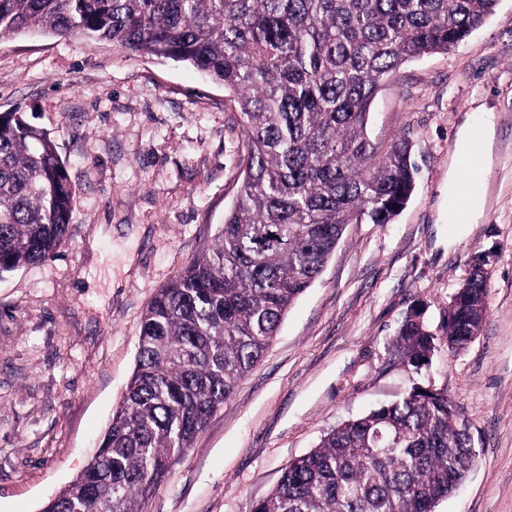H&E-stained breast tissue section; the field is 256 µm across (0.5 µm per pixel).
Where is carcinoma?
I'll return each instance as SVG.
<instances>
[{
    "label": "carcinoma",
    "mask_w": 512,
    "mask_h": 512,
    "mask_svg": "<svg viewBox=\"0 0 512 512\" xmlns=\"http://www.w3.org/2000/svg\"><path fill=\"white\" fill-rule=\"evenodd\" d=\"M499 0H0V38L94 37L193 67L242 119L241 184L213 244L151 298L134 371L83 472L43 512H139L214 412L261 361L348 224H386L417 168L409 145L366 136L404 63L466 40ZM72 187L50 134L0 115V273L52 258ZM441 331L422 312L393 341L418 369L480 334L484 277L458 290ZM466 424L445 389L414 387L349 419L285 466L250 512H434L470 474Z\"/></svg>",
    "instance_id": "carcinoma-1"
}]
</instances>
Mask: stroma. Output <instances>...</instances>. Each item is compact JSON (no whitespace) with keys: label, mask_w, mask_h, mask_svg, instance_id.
Here are the masks:
<instances>
[{"label":"stroma","mask_w":512,"mask_h":512,"mask_svg":"<svg viewBox=\"0 0 512 512\" xmlns=\"http://www.w3.org/2000/svg\"><path fill=\"white\" fill-rule=\"evenodd\" d=\"M53 136L73 188L55 258L0 275V512H41L86 466L136 363L158 288L204 252L241 181L244 133L190 66L43 32L0 39V113ZM492 122L484 215L449 245L465 124ZM378 152L412 148L415 191L387 224H350L263 359L140 512H249L288 462L412 387L447 390L476 454L435 512H512V0L445 53L400 66L371 109ZM487 312L466 349L413 369L392 341L441 327L474 269Z\"/></svg>","instance_id":"obj_1"}]
</instances>
